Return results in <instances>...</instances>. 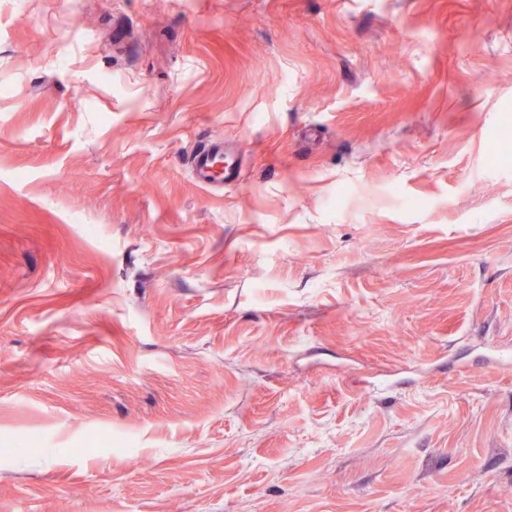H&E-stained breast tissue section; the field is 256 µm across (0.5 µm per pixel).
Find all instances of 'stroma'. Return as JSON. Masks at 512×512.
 I'll list each match as a JSON object with an SVG mask.
<instances>
[{
  "mask_svg": "<svg viewBox=\"0 0 512 512\" xmlns=\"http://www.w3.org/2000/svg\"><path fill=\"white\" fill-rule=\"evenodd\" d=\"M509 133L512 0H0V512H512ZM191 169L198 185L205 189L224 186V182H231L235 177L234 163L225 162L224 145L220 142L198 150L192 158Z\"/></svg>",
  "mask_w": 512,
  "mask_h": 512,
  "instance_id": "1",
  "label": "stroma"
}]
</instances>
